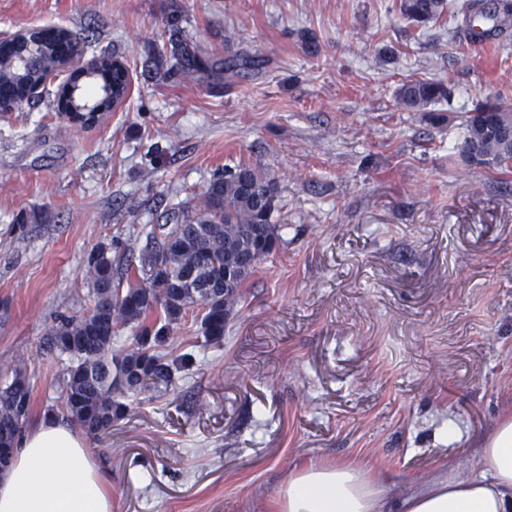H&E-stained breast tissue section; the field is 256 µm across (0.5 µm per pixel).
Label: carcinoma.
<instances>
[{
    "label": "carcinoma",
    "mask_w": 512,
    "mask_h": 512,
    "mask_svg": "<svg viewBox=\"0 0 512 512\" xmlns=\"http://www.w3.org/2000/svg\"><path fill=\"white\" fill-rule=\"evenodd\" d=\"M446 0H400L399 11L410 22L427 25L439 19ZM467 9L487 22L512 15L504 3L493 8L473 2ZM28 52L21 43L0 57V83L21 84L40 70L52 72L36 58L22 70L13 59ZM171 69L189 75L209 71L190 42H171ZM101 81L95 94L76 88L74 108L93 114L109 112L126 102L127 67L112 72L89 70ZM448 87L425 80L409 81L397 91L398 102L424 112L448 99ZM462 147L471 165L489 170L512 169V111L502 101H486L467 112ZM275 180L265 171L239 163L209 181L196 204L179 202L166 211L163 224H151L147 244L138 257L137 273L121 268L111 247L100 244L86 256L92 313L62 315L48 342L67 357L60 412L95 437L129 411L128 400L149 392H166L178 373L198 363L195 350L177 356L165 352L171 335L186 315L200 308V332L208 343L224 340L230 310L242 298L247 281L281 240L286 224L272 223L277 208ZM130 339H124V330ZM33 413L32 386L18 365L0 384V450L12 454Z\"/></svg>",
    "instance_id": "carcinoma-1"
}]
</instances>
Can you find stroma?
Masks as SVG:
<instances>
[{"label":"stroma","mask_w":512,"mask_h":512,"mask_svg":"<svg viewBox=\"0 0 512 512\" xmlns=\"http://www.w3.org/2000/svg\"><path fill=\"white\" fill-rule=\"evenodd\" d=\"M462 2L419 27L399 0H0V32H80L86 55L116 56L131 80L90 129L52 94L0 117V378L24 361L31 423L62 405L66 360L47 337L92 306L87 252L115 241L135 263L142 226L224 165L278 186L283 239L223 342L89 438L112 512H273L293 468L341 459L406 493L445 461L467 473L512 416V172L459 151L468 110L512 105V23L478 37ZM179 29L264 65L167 77ZM411 79L450 95L405 109Z\"/></svg>","instance_id":"35a3bbf8"}]
</instances>
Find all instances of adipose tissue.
<instances>
[{
	"instance_id": "obj_1",
	"label": "adipose tissue",
	"mask_w": 512,
	"mask_h": 512,
	"mask_svg": "<svg viewBox=\"0 0 512 512\" xmlns=\"http://www.w3.org/2000/svg\"><path fill=\"white\" fill-rule=\"evenodd\" d=\"M106 478L85 437L48 417L21 435L0 474V512H112ZM365 462L303 463L280 488L275 512H512V418L475 450L470 474L441 475L402 495Z\"/></svg>"
}]
</instances>
